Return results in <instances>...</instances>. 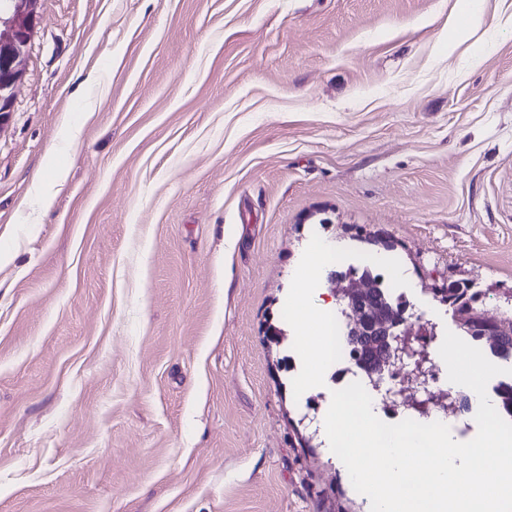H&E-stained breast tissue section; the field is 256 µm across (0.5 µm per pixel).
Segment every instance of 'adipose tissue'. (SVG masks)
<instances>
[{
	"label": "adipose tissue",
	"instance_id": "adipose-tissue-1",
	"mask_svg": "<svg viewBox=\"0 0 512 512\" xmlns=\"http://www.w3.org/2000/svg\"><path fill=\"white\" fill-rule=\"evenodd\" d=\"M333 252L329 243L314 241L308 255L296 270L291 318L296 324L298 341L306 355L304 383L308 386L318 384L329 370L326 328L335 309L321 299L318 280L321 268Z\"/></svg>",
	"mask_w": 512,
	"mask_h": 512
}]
</instances>
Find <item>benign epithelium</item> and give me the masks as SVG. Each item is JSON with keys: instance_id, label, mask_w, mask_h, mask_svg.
<instances>
[{"instance_id": "benign-epithelium-1", "label": "benign epithelium", "mask_w": 512, "mask_h": 512, "mask_svg": "<svg viewBox=\"0 0 512 512\" xmlns=\"http://www.w3.org/2000/svg\"><path fill=\"white\" fill-rule=\"evenodd\" d=\"M36 3L37 0H0V130L8 122L14 91L24 74L27 47L36 23ZM373 288L372 281L366 278H351L342 286L341 301L348 303L351 318L346 338L386 337L389 357L367 374L379 376L395 363L412 359L415 365L412 375L417 382L426 354L412 345L415 331L407 326L404 309L381 305V298Z\"/></svg>"}]
</instances>
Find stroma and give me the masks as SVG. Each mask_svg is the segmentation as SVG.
Segmentation results:
<instances>
[{
  "label": "stroma",
  "mask_w": 512,
  "mask_h": 512,
  "mask_svg": "<svg viewBox=\"0 0 512 512\" xmlns=\"http://www.w3.org/2000/svg\"><path fill=\"white\" fill-rule=\"evenodd\" d=\"M36 11L0 130V512H370L321 425L337 371L301 384L295 271L378 233L437 336L448 279L512 310V0Z\"/></svg>",
  "instance_id": "1"
}]
</instances>
